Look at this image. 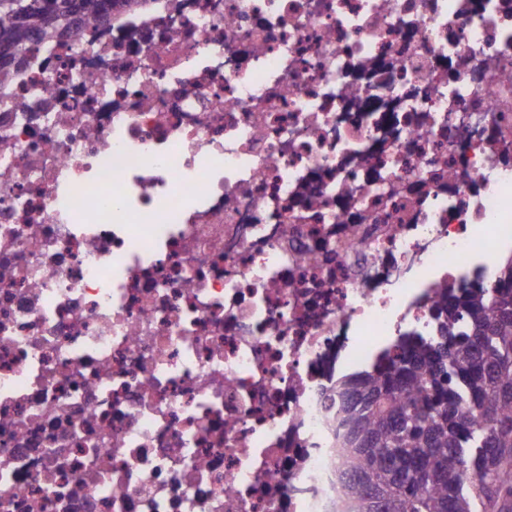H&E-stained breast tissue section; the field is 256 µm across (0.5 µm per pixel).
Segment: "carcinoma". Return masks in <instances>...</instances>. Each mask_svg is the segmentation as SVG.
<instances>
[{"instance_id":"cac0c4a2","label":"carcinoma","mask_w":512,"mask_h":512,"mask_svg":"<svg viewBox=\"0 0 512 512\" xmlns=\"http://www.w3.org/2000/svg\"><path fill=\"white\" fill-rule=\"evenodd\" d=\"M112 18V0H0V82L39 41L46 14ZM433 336L409 334L341 382L347 512H512V257L493 288L443 292Z\"/></svg>"}]
</instances>
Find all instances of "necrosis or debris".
<instances>
[{"label": "necrosis or debris", "mask_w": 512, "mask_h": 512, "mask_svg": "<svg viewBox=\"0 0 512 512\" xmlns=\"http://www.w3.org/2000/svg\"><path fill=\"white\" fill-rule=\"evenodd\" d=\"M512 252V0H126L0 86V512H343L341 381Z\"/></svg>", "instance_id": "4bbe7bcc"}]
</instances>
